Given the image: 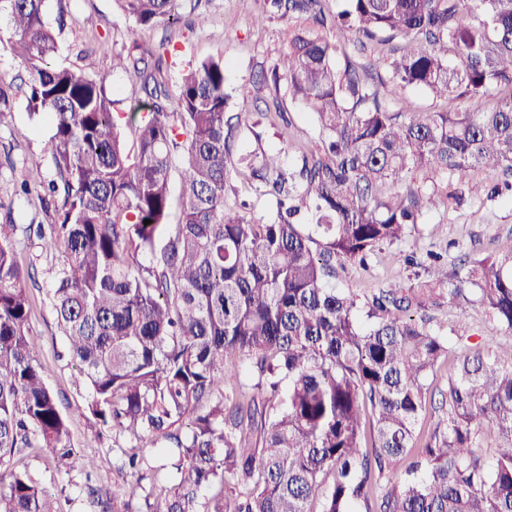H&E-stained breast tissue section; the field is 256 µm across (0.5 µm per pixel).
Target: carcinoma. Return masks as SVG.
Segmentation results:
<instances>
[{
  "mask_svg": "<svg viewBox=\"0 0 512 512\" xmlns=\"http://www.w3.org/2000/svg\"><path fill=\"white\" fill-rule=\"evenodd\" d=\"M115 2L140 26L177 20V0ZM339 2L274 0L299 20L281 68L318 126L285 175L277 154L257 163L234 150L223 58L191 66L173 99L158 67L113 57L144 93L120 122L105 76L51 64L45 0H0V45L28 72L31 118L54 129L55 177L30 157L19 188L61 198L52 224L0 222V512H57L47 485L4 465L27 448H71L44 381L19 234L60 254L50 297L93 390L88 410L134 442L118 465L133 478L124 512H512V356L457 355L446 422L416 435L425 380L453 342L428 312L473 295L512 334V235L491 256H464L451 278L428 251L423 283L362 302L332 282L336 265L364 264L420 223L414 176L431 179V203L512 192V0ZM348 36L390 45L394 88L469 110L392 111L354 61L337 66ZM233 167L271 182L276 220L225 208ZM480 168L503 183L472 180ZM303 207L309 224L294 220ZM197 405L189 432L173 429ZM486 437L498 441L489 460L475 454ZM157 440L160 466L144 451Z\"/></svg>",
  "mask_w": 512,
  "mask_h": 512,
  "instance_id": "obj_1",
  "label": "carcinoma"
}]
</instances>
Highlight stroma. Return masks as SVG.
I'll list each match as a JSON object with an SVG mask.
<instances>
[{
    "label": "stroma",
    "instance_id": "35a3bbf8",
    "mask_svg": "<svg viewBox=\"0 0 512 512\" xmlns=\"http://www.w3.org/2000/svg\"><path fill=\"white\" fill-rule=\"evenodd\" d=\"M178 23L167 28L143 29L120 11L114 0H47L45 19L57 30L58 50L52 62L87 73H104L112 88L114 113L128 112L142 92L128 82L122 70L113 68L115 55L131 51L161 57L160 80L169 93H176L182 74L211 56H222L225 84L232 98L230 112L239 114L235 149L254 157L280 153L283 172H291L302 163L303 140H312L316 130L306 111L295 103L285 78L274 72L288 42L296 19L273 6L272 0H179ZM264 24H256L257 15ZM96 27H89L88 19ZM0 79L11 83L9 106L15 115L11 126L0 129V221L12 218L17 224H49L54 220V201L44 198L42 190L30 195L17 194L22 180V160L36 156L46 178L55 170L51 153L52 126L28 115L27 73L7 49L0 47ZM254 84L248 100L234 97L240 84ZM278 104L279 114L266 113L270 104ZM228 207L248 203L250 213L265 220L277 212L275 197L259 180L247 174L232 175L225 187ZM512 233V196L495 201L469 199L459 206L427 205L416 233L405 241L382 246L367 266L345 265L337 268V287L363 297L392 281L408 278L405 259L412 253L430 249L440 253L449 268H457L463 253L478 251L492 254L498 238ZM23 266L33 267L36 285L33 325L38 337L39 354L49 388L58 396L69 421L73 455L63 477H56L53 463L43 451L29 449L13 458L16 467L27 468L56 495L60 512H93L88 496L89 483L112 491L123 479L114 470L117 448L125 437L100 431L86 410L93 398L89 385L77 374L67 354V343L57 327L49 286L57 252L50 247L24 249ZM438 322L448 325L456 335L467 337L472 349L494 348L512 353V334L496 331L483 308L476 303L434 310ZM96 463L94 477H87L82 459Z\"/></svg>",
    "mask_w": 512,
    "mask_h": 512
}]
</instances>
